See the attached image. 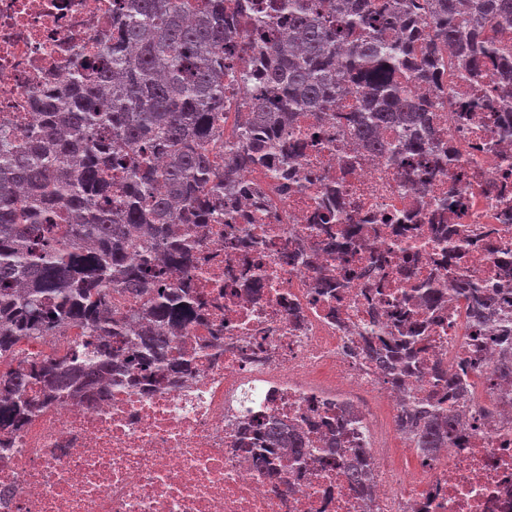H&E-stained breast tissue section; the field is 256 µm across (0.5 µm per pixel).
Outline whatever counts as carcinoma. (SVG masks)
I'll use <instances>...</instances> for the list:
<instances>
[{"label": "carcinoma", "instance_id": "obj_1", "mask_svg": "<svg viewBox=\"0 0 512 512\" xmlns=\"http://www.w3.org/2000/svg\"><path fill=\"white\" fill-rule=\"evenodd\" d=\"M224 2L128 0L102 45L111 65L85 61L67 87L36 97L42 123L25 139L0 125V358L70 324L85 330L65 359L23 360L0 378V430L36 409L34 385L50 398L98 388L119 356L114 337L140 372L166 359L168 341L153 331L173 332L198 309L191 293L162 287L195 261L193 248L175 241L177 226L224 212L241 175L265 166L272 136L294 114L356 93L358 105L343 114L356 137L381 150L374 129L400 123L407 135L392 154L420 152L435 105L402 78L436 86L447 46L479 75L475 40L512 21V0H280L275 32L255 6L228 12ZM421 17L424 33L388 38ZM243 40L263 48V66L240 80L256 78L261 89L242 99L248 112L225 142L221 170L209 145L224 112V61ZM469 288L476 312L496 302ZM114 292L141 299L149 328L129 335L112 316ZM370 358L398 379L393 353L372 349ZM409 429L417 447L438 448L451 426L421 403ZM261 439L272 448L288 442L275 421Z\"/></svg>", "mask_w": 512, "mask_h": 512}]
</instances>
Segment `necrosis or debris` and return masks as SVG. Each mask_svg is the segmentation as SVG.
<instances>
[{"label":"necrosis or debris","mask_w":512,"mask_h":512,"mask_svg":"<svg viewBox=\"0 0 512 512\" xmlns=\"http://www.w3.org/2000/svg\"><path fill=\"white\" fill-rule=\"evenodd\" d=\"M124 2L0 0V118L36 127L33 97L98 53ZM442 60L419 173L355 142L345 99L296 115L301 151L244 174L231 223L186 225L197 259L167 284L204 303L170 339L188 369L40 404L0 435V512H512V346L497 341L512 326V112L494 103L496 59L479 80L455 49ZM459 270L499 296L482 323L450 288ZM428 281L444 299L417 302L422 341L398 388L368 352ZM420 401L454 417L451 443L415 446ZM271 420L303 456L276 448L257 465Z\"/></svg>","instance_id":"4bbe7bcc"}]
</instances>
